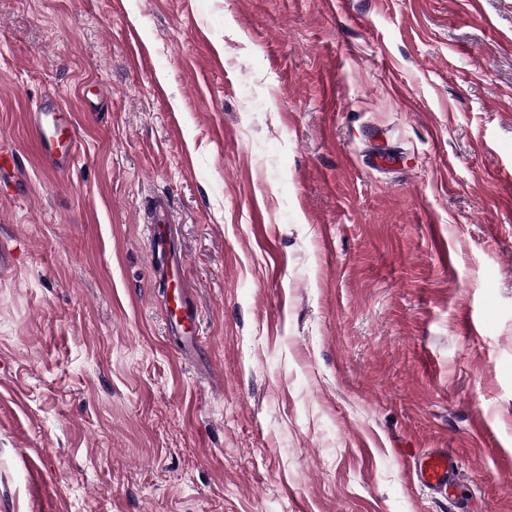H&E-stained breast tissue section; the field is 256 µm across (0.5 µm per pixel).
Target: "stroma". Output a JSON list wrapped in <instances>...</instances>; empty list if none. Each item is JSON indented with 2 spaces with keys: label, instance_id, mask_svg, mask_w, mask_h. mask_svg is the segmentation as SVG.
I'll return each mask as SVG.
<instances>
[{
  "label": "stroma",
  "instance_id": "obj_1",
  "mask_svg": "<svg viewBox=\"0 0 512 512\" xmlns=\"http://www.w3.org/2000/svg\"><path fill=\"white\" fill-rule=\"evenodd\" d=\"M0 150V512H512V0H0ZM28 125L43 163L54 170L66 169L75 153L69 113L60 110L48 98L28 113ZM49 128L54 130L53 134H48ZM148 224L153 228V256L160 264L161 277L169 270L182 266V258L175 250L174 240L168 232V224H175L168 201L155 198L150 206ZM174 300L176 302L175 308L179 314L176 315L177 324L186 336H195L196 314L190 307L185 292L179 293L177 297H174ZM456 467L457 459L454 455L442 451L428 453L416 467L417 477L421 484L432 489H447Z\"/></svg>",
  "mask_w": 512,
  "mask_h": 512
}]
</instances>
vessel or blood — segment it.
Here are the masks:
<instances>
[{"label":"vessel or blood","mask_w":512,"mask_h":512,"mask_svg":"<svg viewBox=\"0 0 512 512\" xmlns=\"http://www.w3.org/2000/svg\"><path fill=\"white\" fill-rule=\"evenodd\" d=\"M28 125L37 143L43 163L51 169H66L74 156L75 146L72 139L73 127L69 113L56 107L51 100H43L28 114ZM174 216L166 199H154L149 210L148 222L153 228V255L160 264L161 273L179 267L182 258L175 250L174 241L168 232ZM178 315L177 324L185 335H194L196 315L189 305L185 294L175 299ZM457 467V459L448 453L437 451L422 457L417 468V477L421 484L441 490L447 488Z\"/></svg>","instance_id":"1"}]
</instances>
